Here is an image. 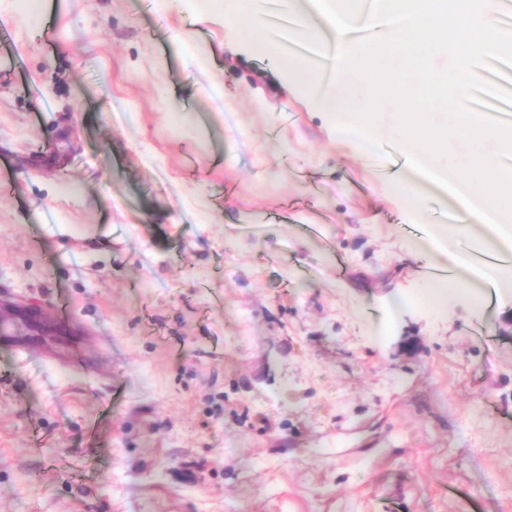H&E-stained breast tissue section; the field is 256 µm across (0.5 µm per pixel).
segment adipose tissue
<instances>
[{"mask_svg":"<svg viewBox=\"0 0 512 512\" xmlns=\"http://www.w3.org/2000/svg\"><path fill=\"white\" fill-rule=\"evenodd\" d=\"M381 5L384 12L397 15L399 21L377 27V39H383L385 48L408 52L423 76L420 83L412 84L392 74L382 59L376 58L375 42L352 38L353 25L360 17L359 0H323L319 16L303 13L298 16L300 38L316 45L324 35L335 38V83L323 84L316 66L303 57L289 59V73L306 87L310 105L330 117L337 143L376 167L386 168L395 158H403L404 168L397 171L391 186L404 197L418 223L427 221L420 206L421 191L406 177L405 171L422 165L450 193L459 214L456 232L475 238L478 249L484 251L512 249V211H503L498 198L499 192H512V167L503 166L499 160L505 151L512 150V133L467 107L469 89L481 78L480 63L503 52L498 0H381ZM441 54L453 61L458 76L455 86H447L435 78L433 58ZM351 74L369 83H383L400 110L425 96L451 104L455 110L453 132L465 133L481 143L482 150L473 156L471 163L495 169L494 189L475 187L459 176L449 177L438 165L437 157L448 142L436 136L430 115H423L414 134L385 145L384 132L376 122L372 103L355 109L350 106L345 79ZM448 232L444 227L438 230L439 243L433 261L466 271L475 292H482L488 282L499 289L512 288V268L488 271L474 267L468 256L451 249Z\"/></svg>","mask_w":512,"mask_h":512,"instance_id":"1","label":"adipose tissue"}]
</instances>
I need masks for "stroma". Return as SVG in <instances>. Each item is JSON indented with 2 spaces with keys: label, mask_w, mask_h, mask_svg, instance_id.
<instances>
[{
  "label": "stroma",
  "mask_w": 512,
  "mask_h": 512,
  "mask_svg": "<svg viewBox=\"0 0 512 512\" xmlns=\"http://www.w3.org/2000/svg\"><path fill=\"white\" fill-rule=\"evenodd\" d=\"M210 4L0 0V512H512V295L426 304L308 46Z\"/></svg>",
  "instance_id": "stroma-1"
}]
</instances>
